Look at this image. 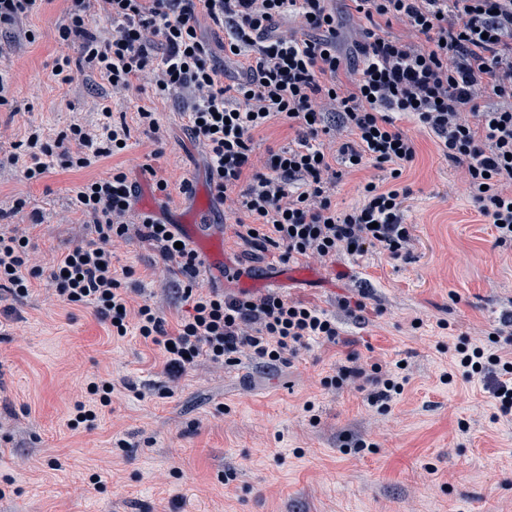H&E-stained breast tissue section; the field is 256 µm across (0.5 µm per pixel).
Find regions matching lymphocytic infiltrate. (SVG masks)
<instances>
[{"label":"lymphocytic infiltrate","instance_id":"1","mask_svg":"<svg viewBox=\"0 0 512 512\" xmlns=\"http://www.w3.org/2000/svg\"><path fill=\"white\" fill-rule=\"evenodd\" d=\"M70 2L58 41L77 47L79 58L59 55L53 75L68 83L73 69H84L116 94L143 79L161 98L189 92L187 128L205 149L210 192L232 201L233 234L250 260L272 252L283 263L323 262L349 251L408 252L413 234L403 205L411 190L400 179L416 148L396 125L399 115L461 168L470 198L496 227L498 245L512 247V0H351L367 28L347 56L336 46L340 21L331 0ZM95 11L112 20L111 36L91 29ZM288 15L297 28L284 34L277 22ZM203 16L232 25L224 49L243 59L233 83L211 61L199 31ZM393 23L403 26V35L388 32ZM349 65L356 75L345 91L336 76ZM487 91L496 106L480 105ZM279 122L293 139L255 165V131ZM130 139L129 125L115 120L105 103L94 129L74 124L53 137L33 131L8 161L25 160L26 179L37 181L57 164L86 169L118 155ZM369 165L382 177L364 183L357 204L339 207L335 188L343 172ZM134 198L119 167L78 186L75 201L93 238L68 246L47 271L33 264L29 236L0 229V292L21 299L32 280L49 276L58 299L93 309L111 335L133 331L159 346L173 380L202 362L232 365L245 355L274 366L311 344L335 342V317L277 292L197 291L199 253L181 244L176 225L135 212ZM134 237L183 278L177 294L188 312L175 331L152 306H130L132 271L115 268L112 244ZM494 335L490 346L461 340L451 363L466 381L488 384L500 412L511 416L512 314Z\"/></svg>","mask_w":512,"mask_h":512}]
</instances>
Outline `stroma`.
<instances>
[{
	"mask_svg": "<svg viewBox=\"0 0 512 512\" xmlns=\"http://www.w3.org/2000/svg\"><path fill=\"white\" fill-rule=\"evenodd\" d=\"M68 7L52 0L0 32V73L14 92L13 106L0 108V158L32 129L54 136L97 119L106 85L88 72L67 84L52 74ZM188 104L181 93L156 97L145 81L115 95V112L132 126L129 149L88 169L54 167L36 182L23 164H6L0 220L26 227L37 263L50 266L69 241L91 237L72 203L75 188L119 166L135 186L136 210L173 223L190 220L192 204L209 205L227 261L274 273L278 262L242 257L233 211L212 201L202 150L185 126ZM141 107L156 112L160 137L136 127ZM402 127L417 148L402 178L412 190L409 252L310 259L320 282L278 288L335 316L337 344L275 368L246 357L201 365L174 382L140 337L112 341L90 310L57 301L47 278L33 281L12 314L0 311V512H166L173 502L177 512H512V423L482 385L440 380L461 337L487 340L512 314V249L496 246L494 226L433 139L410 122ZM158 176L169 196L155 192ZM186 182L193 194L183 193ZM20 198L26 205L13 213ZM112 251L116 267L134 268L143 300L168 320L184 314L147 243L119 240ZM344 297L364 299L366 312L348 314L338 305ZM350 359L366 368L406 362L403 394L384 408L359 381L325 386ZM100 377L115 382L111 406L93 427L70 428L75 401ZM117 438L126 452H112ZM360 439L367 447L358 451Z\"/></svg>",
	"mask_w": 512,
	"mask_h": 512,
	"instance_id": "obj_1",
	"label": "stroma"
}]
</instances>
